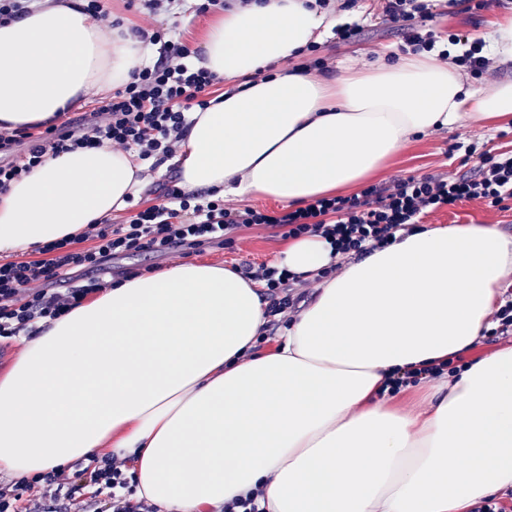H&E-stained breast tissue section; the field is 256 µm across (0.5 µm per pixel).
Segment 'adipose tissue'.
<instances>
[{
	"label": "adipose tissue",
	"mask_w": 512,
	"mask_h": 512,
	"mask_svg": "<svg viewBox=\"0 0 512 512\" xmlns=\"http://www.w3.org/2000/svg\"><path fill=\"white\" fill-rule=\"evenodd\" d=\"M102 24L82 0H56L0 25V126L52 124L150 64V43ZM335 24L308 0L210 22L202 65L235 86L190 113L183 188L301 207L382 174L416 135L512 122V80L471 82L432 52L277 70ZM147 170L106 145L46 155L0 194V253L111 218ZM275 263L340 272L264 353L258 285L196 261L126 278L42 326L0 378V467L30 476L105 448L163 512L257 488L265 512H467L512 487V347L475 352L512 286V234L426 224L354 261L304 236ZM450 359L454 372L419 383L421 411L395 404L388 377Z\"/></svg>",
	"instance_id": "obj_1"
}]
</instances>
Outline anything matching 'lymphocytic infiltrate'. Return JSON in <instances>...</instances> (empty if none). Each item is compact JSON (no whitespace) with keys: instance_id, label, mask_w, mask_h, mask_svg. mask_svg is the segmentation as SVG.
Listing matches in <instances>:
<instances>
[{"instance_id":"lymphocytic-infiltrate-1","label":"lymphocytic infiltrate","mask_w":512,"mask_h":512,"mask_svg":"<svg viewBox=\"0 0 512 512\" xmlns=\"http://www.w3.org/2000/svg\"><path fill=\"white\" fill-rule=\"evenodd\" d=\"M148 19L180 14L185 0H137ZM383 17L414 49H435L429 26L434 19L427 0H382ZM132 35L149 41L158 56L132 71L129 82L99 101L89 116L43 128L0 127V193L41 164L46 154L104 144L135 152L158 170L180 151L189 129L188 114L206 109L216 92V77L193 63L191 49L174 27H132ZM436 50V49H435ZM151 200L132 205L119 222L98 221L79 235L39 248L38 258L0 261V338L35 336L91 293L96 284L62 288L63 271L103 270L112 258L137 253L182 256L208 244L237 246L243 230L264 226L281 239L310 234L327 241L335 253L362 258L412 233L423 215L463 199L492 208L512 201V153L484 158L473 174L408 176L372 185L354 196H323L305 206L280 212L233 207L216 191H192L166 176L151 188ZM243 278L261 283L266 322L260 341L268 342L290 325L314 281L265 263L243 261ZM157 512L136 497L135 478L124 460L111 453L90 454L81 469L60 466L21 481L0 485V512Z\"/></svg>"}]
</instances>
